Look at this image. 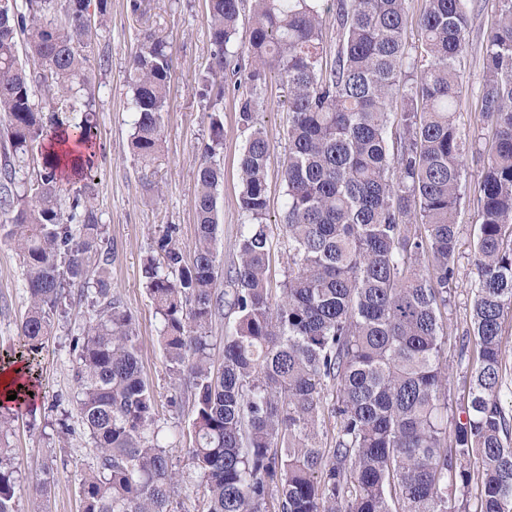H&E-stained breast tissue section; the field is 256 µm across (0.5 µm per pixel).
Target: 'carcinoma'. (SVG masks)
<instances>
[{
  "mask_svg": "<svg viewBox=\"0 0 512 512\" xmlns=\"http://www.w3.org/2000/svg\"><path fill=\"white\" fill-rule=\"evenodd\" d=\"M241 5L208 0L214 80L205 93L210 144L196 174L193 257L169 225L142 269L163 319L169 403L191 416L205 512H512V442L499 398L502 324L512 313V0H501L480 89L494 147L474 240L476 358L466 402L457 404L439 318L457 280L463 155L476 148L456 117L468 0H425L423 64L405 51L407 0H253L247 66H238L235 85L248 130L239 158L248 223L225 271L217 261L224 169L211 157L224 142L222 78ZM91 8L103 19L108 0H0V209L11 214L0 237L24 267L20 357L34 361L72 292L93 307L72 338L74 402L94 453L79 473L82 512H174L184 475L161 442L135 324L112 293V245L88 175L97 144L87 92ZM330 14L340 39L328 64ZM272 70L288 103V272L275 290L270 143L253 122ZM171 79L170 47L144 32L128 83L131 149L149 196L160 191L155 164ZM50 128L86 153L71 173L46 149ZM35 150L42 171L15 186L14 162ZM223 276L232 287H218ZM230 317L218 354L212 326ZM328 417L336 434L324 448ZM12 420L0 408V512H16L4 444ZM473 457L482 464L477 478Z\"/></svg>",
  "mask_w": 512,
  "mask_h": 512,
  "instance_id": "carcinoma-1",
  "label": "carcinoma"
}]
</instances>
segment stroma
<instances>
[{"label": "stroma", "instance_id": "1", "mask_svg": "<svg viewBox=\"0 0 512 512\" xmlns=\"http://www.w3.org/2000/svg\"><path fill=\"white\" fill-rule=\"evenodd\" d=\"M142 12L130 11V0H108L106 23L92 21V49L102 65L93 73L97 116V145L90 172L96 193V208L105 235L112 243L109 267L112 291L133 317L142 347V366L157 404L158 424L169 437L173 461L187 477L178 489V501L187 512L201 500L203 488L191 474L192 432L187 413L169 407L171 394L166 361L158 342L160 317L144 288L142 267L160 230L173 224L183 246L195 239L194 194L196 172L209 141V119L204 110L202 79L213 47L206 25L207 0H141ZM499 9V0H470L466 46L461 58L464 81L458 102V121L466 132H479L480 152L466 150L462 200L457 218L459 229L458 288L441 316L448 336L445 349L450 367L448 389L452 400L465 394V376L472 364V350L461 347V338L471 328L470 313L475 278L473 237L479 219L480 176L484 154L491 146V130L480 121L479 87L487 37ZM166 39L172 55V80L163 114V156L156 178L162 187L159 198L147 199L139 165L130 150L135 114L133 92L126 74L144 31ZM232 71L224 73V146L217 163L224 167L219 189L220 217L224 233L218 259L230 267L236 259V242L245 217L239 208V157L247 133L239 122ZM262 107L254 115L271 145L267 176L269 207L267 228L273 241L270 284L279 287L288 269L283 247L285 183L282 165L286 153L287 105L275 80L268 78L260 91ZM28 295L22 261L13 246L0 239V361L23 344L20 323ZM87 302L67 303L55 317L53 333L37 355L40 398L34 410H19L5 442L17 470L15 508L32 512H81L77 469L92 460L90 444L76 408L70 402L74 390V362L70 353L73 336L82 332L92 317ZM43 483L48 494L35 500L34 488Z\"/></svg>", "mask_w": 512, "mask_h": 512}]
</instances>
